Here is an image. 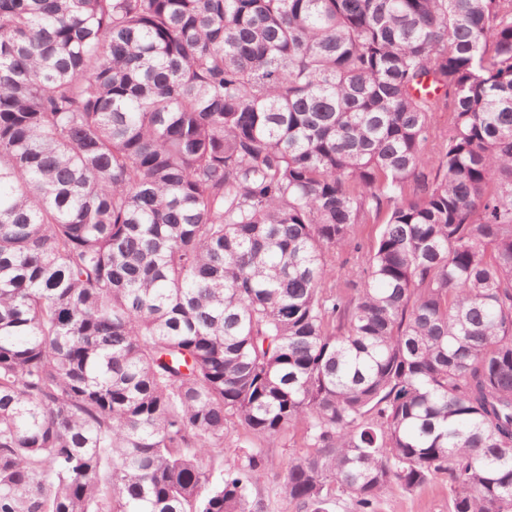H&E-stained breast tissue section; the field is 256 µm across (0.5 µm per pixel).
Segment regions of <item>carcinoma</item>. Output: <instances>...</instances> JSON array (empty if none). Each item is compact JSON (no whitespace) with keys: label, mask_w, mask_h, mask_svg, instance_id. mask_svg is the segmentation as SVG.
Instances as JSON below:
<instances>
[{"label":"carcinoma","mask_w":512,"mask_h":512,"mask_svg":"<svg viewBox=\"0 0 512 512\" xmlns=\"http://www.w3.org/2000/svg\"><path fill=\"white\" fill-rule=\"evenodd\" d=\"M299 428L298 512H512V0H0V512H261ZM305 442L303 431L294 429L264 447L273 462L272 473L281 472L287 466L291 454L304 451ZM375 512H450L448 479L440 475L412 492H390L378 501Z\"/></svg>","instance_id":"1"}]
</instances>
